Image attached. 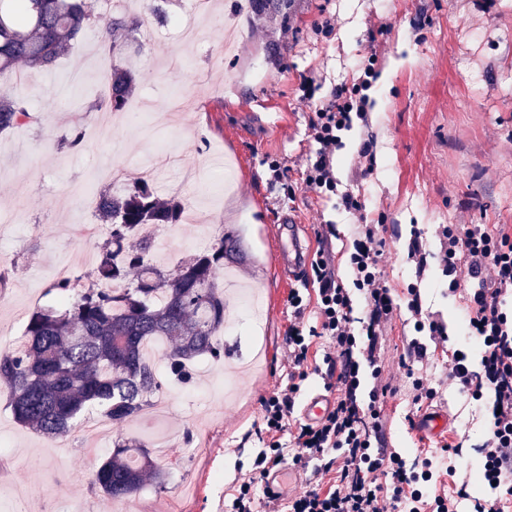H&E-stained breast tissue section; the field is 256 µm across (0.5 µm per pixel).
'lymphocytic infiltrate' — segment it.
I'll return each instance as SVG.
<instances>
[{
	"mask_svg": "<svg viewBox=\"0 0 512 512\" xmlns=\"http://www.w3.org/2000/svg\"><path fill=\"white\" fill-rule=\"evenodd\" d=\"M370 83L333 88L325 100L316 102L309 123L313 154L307 167L306 184L319 194L337 196L340 206L358 219L357 238L350 255L352 286L336 275L325 250L311 262L316 287L317 323L303 322L304 298L299 290L288 295L294 321L285 336L287 381L277 385L262 400L257 436L262 447L255 466L239 477L224 512H459L461 500L471 499L472 512H499L501 497H512V314L504 305L512 296V234L476 225L441 224L435 230L439 259L448 278L449 290L466 288L468 327L480 351V371L471 370L466 352L454 351L448 378L458 392L481 399L492 390L491 411L486 419L482 444V481L488 489L483 497H470L467 484L455 495L428 497L426 490L439 473L456 475L459 448L441 457L406 459L401 449L388 447L380 412L387 388L377 363L379 339L386 325L401 310L415 318L417 332L429 341L446 340L443 322L424 309L417 288H409V300L395 302L383 284L378 257L384 225L368 223L363 206L350 190L340 188L334 159L342 149V132L355 121L366 120ZM365 302L364 318L353 316L354 299ZM325 338L328 350L319 373L327 391L335 392L332 410L318 423H291L300 384L311 372L310 340ZM369 367L374 381L368 404L359 401L361 369ZM290 443H282V435ZM314 465L305 486L289 500L268 491L270 474L289 464ZM332 475L322 484L323 475Z\"/></svg>",
	"mask_w": 512,
	"mask_h": 512,
	"instance_id": "f902f5d3",
	"label": "lymphocytic infiltrate"
}]
</instances>
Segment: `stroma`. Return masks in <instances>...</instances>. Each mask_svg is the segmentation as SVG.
Listing matches in <instances>:
<instances>
[{
	"label": "stroma",
	"instance_id": "stroma-1",
	"mask_svg": "<svg viewBox=\"0 0 512 512\" xmlns=\"http://www.w3.org/2000/svg\"><path fill=\"white\" fill-rule=\"evenodd\" d=\"M236 2L216 0L207 18L193 14L189 0H171L167 21L144 15L154 37L132 51L139 73L134 98L154 102L155 111H76L71 93L93 99L112 68L100 51V30L81 37L38 82H0L30 98L42 117L40 125L0 136V264L14 267L10 286L0 290V340L21 336L30 313L53 304L48 288L59 261L79 262L94 247L79 231L95 225L93 195L107 185L100 171L118 160L132 174L141 161L156 164L160 193L180 194L214 231L238 241L236 275L256 288L263 323L257 332L234 311L224 314L216 339L243 366L241 377L226 379L223 364L208 362L192 387L167 382L171 405L162 418L113 426L107 438L76 431L62 459L53 440L14 420L0 390V512H224L225 494L253 468L260 448L254 428L261 399L286 378L284 336L294 319L288 294L313 291L309 269L284 278L276 226L294 217L306 256L328 250L338 277L352 281L355 220L305 182L312 110L303 100L304 81L313 80L315 100L325 99L332 88L352 86L358 63L371 55L378 76L368 92V124L343 133L336 177L361 197L368 222L387 227L378 267L394 298L404 301L408 288L418 287L448 333L447 341L429 343L426 361L408 365L416 336L410 314L387 325L379 363L389 386L382 406L388 440L411 457L462 444L460 472L472 494L482 491L478 446L486 409L446 380L448 355L466 340V292H449L433 230L483 224L512 232V0H267L245 14ZM178 21L203 28L202 42L181 43ZM227 24L246 31L229 59L217 36ZM174 94L187 97L190 109L170 121L160 108ZM75 123L83 149L57 151L54 138ZM363 142L373 156L366 174L357 159ZM218 154L225 168L206 170ZM167 155L204 166L201 183L176 188V169L160 163ZM274 160L281 164L276 181L268 169ZM416 231L429 253L421 279L406 260ZM203 243L195 225L166 226L156 256L171 267ZM417 380L436 397L413 403ZM431 409L448 414L437 440L419 437L409 420ZM119 434L182 449L166 492L148 483L134 498L115 502L90 489Z\"/></svg>",
	"mask_w": 512,
	"mask_h": 512
}]
</instances>
